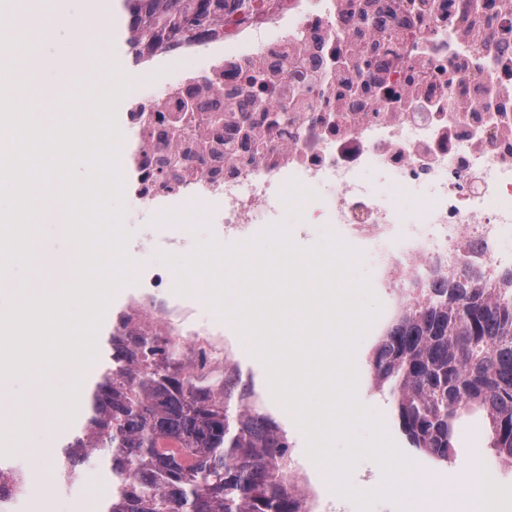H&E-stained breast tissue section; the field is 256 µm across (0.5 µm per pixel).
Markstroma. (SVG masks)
<instances>
[{"label": "stroma", "instance_id": "1", "mask_svg": "<svg viewBox=\"0 0 512 512\" xmlns=\"http://www.w3.org/2000/svg\"><path fill=\"white\" fill-rule=\"evenodd\" d=\"M127 37V20L117 0H56L49 10L43 9L40 0H7L0 11V42L6 47L0 62L12 65L14 78L22 81L27 80L35 62L60 61L84 53L92 56V76H100L111 68L122 69L127 60L124 52ZM189 220L193 232L177 249L161 238H148L147 225L131 212H124L120 225L129 233L131 241L140 246L134 255L135 262L147 269L162 267L163 256L185 258L206 241L223 242L219 225L205 223L203 208H195ZM351 276L354 281L373 285V294L380 305L355 351L357 399L380 419L390 439L411 460L408 474L419 490L417 505L424 512H459L457 493L465 482L468 460L477 456L484 463V473L499 486L497 512H512V464L500 459L491 448L489 420L483 413L465 412L458 417L454 426V450L448 460L430 458L409 445L394 419L388 390L374 387L369 369L375 344L400 315L403 304L389 290L375 287V271L367 260H360ZM152 299L161 308L177 301L192 304L207 321L221 327L225 340L231 344L234 363L244 376L251 378L264 412L287 432L292 445L294 478L300 487L309 489L315 512H357L352 500H339L323 468L309 456L304 431L275 400L265 365L241 344L235 326L196 292L177 298L172 289L156 288ZM72 426V421L61 418L45 426L30 427L28 439L6 454V461L25 471L43 474L53 467L59 443ZM111 490L112 472L101 453L96 452L83 464L76 482L64 484L53 480L39 497L19 498L14 512H103Z\"/></svg>", "mask_w": 512, "mask_h": 512}]
</instances>
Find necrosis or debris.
Instances as JSON below:
<instances>
[{
	"instance_id": "necrosis-or-debris-1",
	"label": "necrosis or debris",
	"mask_w": 512,
	"mask_h": 512,
	"mask_svg": "<svg viewBox=\"0 0 512 512\" xmlns=\"http://www.w3.org/2000/svg\"><path fill=\"white\" fill-rule=\"evenodd\" d=\"M149 55L118 153L149 223L200 205L247 241L294 207L401 297L512 269V0H226Z\"/></svg>"
}]
</instances>
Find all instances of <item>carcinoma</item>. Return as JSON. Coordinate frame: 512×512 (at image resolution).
<instances>
[{
  "mask_svg": "<svg viewBox=\"0 0 512 512\" xmlns=\"http://www.w3.org/2000/svg\"><path fill=\"white\" fill-rule=\"evenodd\" d=\"M127 39L140 47L165 33L193 38L224 16L225 0H122ZM170 338L112 322L97 380L82 386L81 424L56 452L63 481L78 478L88 450L99 449L112 470L105 512H311L290 475L286 434L258 405L240 370L224 378ZM370 372L389 387L393 412L410 445L441 460L453 448L459 412L480 409L491 445L512 464V270L488 279L466 269L436 276L430 296L414 298L374 348ZM29 488L0 461V503Z\"/></svg>",
  "mask_w": 512,
  "mask_h": 512,
  "instance_id": "cac0c4a2",
  "label": "carcinoma"
}]
</instances>
